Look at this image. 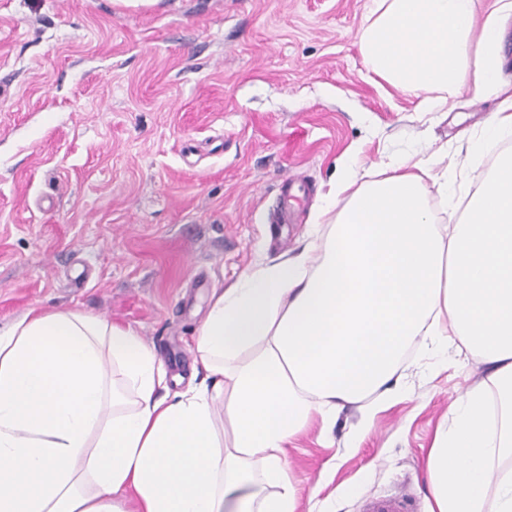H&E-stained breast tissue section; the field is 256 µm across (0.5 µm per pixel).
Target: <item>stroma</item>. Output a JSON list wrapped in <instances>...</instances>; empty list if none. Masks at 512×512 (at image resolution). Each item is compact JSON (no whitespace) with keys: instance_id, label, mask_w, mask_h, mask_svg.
<instances>
[{"instance_id":"obj_1","label":"stroma","mask_w":512,"mask_h":512,"mask_svg":"<svg viewBox=\"0 0 512 512\" xmlns=\"http://www.w3.org/2000/svg\"><path fill=\"white\" fill-rule=\"evenodd\" d=\"M370 0H0V328L68 307L144 336L171 376L194 373L192 337L212 293L251 265L298 255L341 164L447 153L456 223L474 184L459 168L495 98L423 112L367 73ZM305 208L279 223L283 177ZM476 361L426 369L367 415L349 407L330 446L290 451L301 495L334 512L395 493L426 512L425 459ZM371 420L353 452L352 430Z\"/></svg>"}]
</instances>
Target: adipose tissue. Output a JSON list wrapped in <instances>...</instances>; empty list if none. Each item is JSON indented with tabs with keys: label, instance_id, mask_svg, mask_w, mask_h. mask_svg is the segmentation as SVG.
<instances>
[{
	"label": "adipose tissue",
	"instance_id": "obj_1",
	"mask_svg": "<svg viewBox=\"0 0 512 512\" xmlns=\"http://www.w3.org/2000/svg\"><path fill=\"white\" fill-rule=\"evenodd\" d=\"M371 2L370 73L427 112L465 89L494 97L482 144L512 138V0ZM430 181L448 186L429 159H349L327 194L334 217L310 225L299 255L213 293L195 344L206 380L169 398L132 328L68 308L18 316L0 330V512H330L301 498L291 448L341 408L399 398L414 347L488 368L428 450L427 512H512V152L459 223L437 224Z\"/></svg>",
	"mask_w": 512,
	"mask_h": 512
}]
</instances>
